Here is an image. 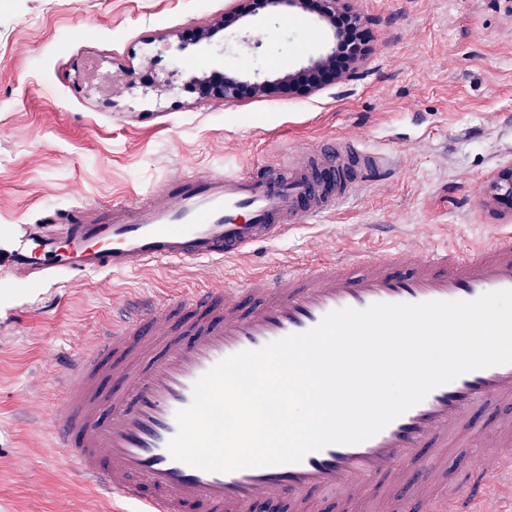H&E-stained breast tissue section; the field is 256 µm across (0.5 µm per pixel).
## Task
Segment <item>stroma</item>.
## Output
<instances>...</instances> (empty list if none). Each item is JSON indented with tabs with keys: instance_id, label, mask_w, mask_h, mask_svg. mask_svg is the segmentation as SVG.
I'll list each match as a JSON object with an SVG mask.
<instances>
[{
	"instance_id": "stroma-1",
	"label": "stroma",
	"mask_w": 512,
	"mask_h": 512,
	"mask_svg": "<svg viewBox=\"0 0 512 512\" xmlns=\"http://www.w3.org/2000/svg\"><path fill=\"white\" fill-rule=\"evenodd\" d=\"M229 0H0V255L85 202L145 197L176 172L249 171L336 140L390 156L349 205L241 256L63 282L0 266V512H129L60 479L44 431L61 352L128 302L320 253L455 250L512 231L487 206L512 167V0H348L369 18L356 79L236 104L198 100L211 54L182 36ZM223 65L277 76L330 48L315 13L259 12L219 34Z\"/></svg>"
}]
</instances>
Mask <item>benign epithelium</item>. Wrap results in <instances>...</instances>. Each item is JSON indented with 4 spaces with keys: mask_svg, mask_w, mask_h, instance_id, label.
Wrapping results in <instances>:
<instances>
[{
    "mask_svg": "<svg viewBox=\"0 0 512 512\" xmlns=\"http://www.w3.org/2000/svg\"><path fill=\"white\" fill-rule=\"evenodd\" d=\"M251 2L256 4V8L267 9L272 13H279L284 9H308V0H251ZM343 2L344 0H319V8L316 10L319 22L333 30V39L336 42L341 40V35L336 31L335 26L336 14L347 15L360 28L364 29L368 25L366 17L356 11L345 9ZM246 12V8L234 5L225 13L224 23L197 27L190 42L194 45H214L213 38L218 30L229 27ZM335 56L336 49L333 48L326 53L310 57L303 68V73L310 76L311 80L305 84H295L294 78L290 75L275 78L268 75L262 78L257 76L247 78L237 71L225 70L221 64L217 63L210 71L191 76L189 86L199 98L224 104L238 103L292 88L303 92L317 91L335 83L340 78L351 80L355 77L354 71L336 75V70L332 68ZM488 205L493 207L503 205L512 210V167L502 170L497 175L492 185Z\"/></svg>",
    "mask_w": 512,
    "mask_h": 512,
    "instance_id": "obj_1",
    "label": "benign epithelium"
}]
</instances>
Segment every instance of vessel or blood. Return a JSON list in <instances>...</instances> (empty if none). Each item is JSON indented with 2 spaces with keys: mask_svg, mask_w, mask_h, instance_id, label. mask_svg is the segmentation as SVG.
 <instances>
[{
  "mask_svg": "<svg viewBox=\"0 0 512 512\" xmlns=\"http://www.w3.org/2000/svg\"><path fill=\"white\" fill-rule=\"evenodd\" d=\"M321 147L247 174L172 175L149 197L77 207L63 224L30 232L0 264L20 281L79 279L163 264H198L273 241L293 226L340 210L354 188L385 165L355 143L321 162ZM512 289V236L480 248L376 256L328 255L265 272L236 288L207 285L159 297L104 322L89 348L65 357L50 405L51 435L64 475L118 495L135 512H322L323 500L365 484L381 490L382 512H406L395 491L430 501L441 469L438 446L466 435L495 465L473 464L442 512L469 503L512 471V418L479 426L476 413L512 408V364L467 372L433 389L359 444H332L295 464L208 472L175 460V413L197 379L222 359L316 326L335 309L377 302L473 300Z\"/></svg>",
  "mask_w": 512,
  "mask_h": 512,
  "instance_id": "obj_1",
  "label": "vessel or blood"
}]
</instances>
